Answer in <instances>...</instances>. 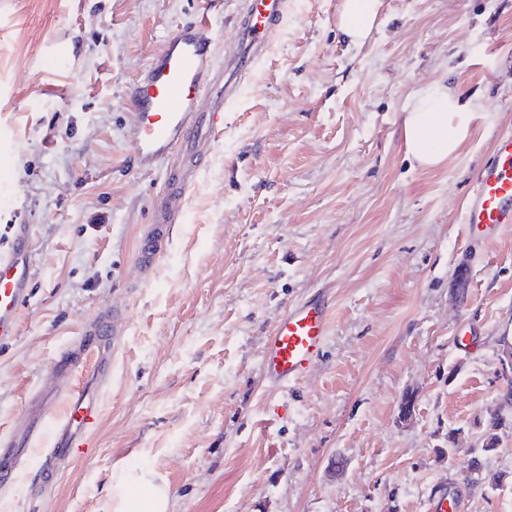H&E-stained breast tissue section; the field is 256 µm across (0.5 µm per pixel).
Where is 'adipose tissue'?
Wrapping results in <instances>:
<instances>
[{
    "label": "adipose tissue",
    "instance_id": "ef3b65f1",
    "mask_svg": "<svg viewBox=\"0 0 512 512\" xmlns=\"http://www.w3.org/2000/svg\"><path fill=\"white\" fill-rule=\"evenodd\" d=\"M379 0H343L340 26L351 42L361 44L372 31ZM479 100L467 98L442 82L422 85L405 107L400 137L408 157L421 167L436 168L455 156L469 138ZM168 484L148 469L115 471L105 512H169Z\"/></svg>",
    "mask_w": 512,
    "mask_h": 512
}]
</instances>
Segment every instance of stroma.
Segmentation results:
<instances>
[{
  "label": "stroma",
  "mask_w": 512,
  "mask_h": 512,
  "mask_svg": "<svg viewBox=\"0 0 512 512\" xmlns=\"http://www.w3.org/2000/svg\"><path fill=\"white\" fill-rule=\"evenodd\" d=\"M341 3L288 0L146 278L137 243L169 164L138 172L129 90L195 17L231 52L240 0H0V247L12 224L37 244L0 345V435L89 320L125 313L107 378L73 376L99 403L87 455L45 484L42 440L0 512H101L119 465L165 479L173 512H424L440 489L512 512V226L489 240L463 216L512 133V0H381L359 48ZM439 78L481 108L459 154L423 169L398 130ZM311 297L330 307L324 351L274 388L264 339Z\"/></svg>",
  "instance_id": "obj_1"
}]
</instances>
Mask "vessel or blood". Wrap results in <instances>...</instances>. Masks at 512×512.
Instances as JSON below:
<instances>
[{"mask_svg":"<svg viewBox=\"0 0 512 512\" xmlns=\"http://www.w3.org/2000/svg\"><path fill=\"white\" fill-rule=\"evenodd\" d=\"M288 12V0H242L237 23V49L216 67L212 24L202 16L179 25L150 66L139 78L131 96L136 164L141 172L155 169L162 160L175 156L179 166L171 168L163 191L153 205V219L143 234L137 261L143 273H152L171 224L184 205L191 178L210 157L214 135L224 127V106L264 55L273 35ZM212 97L208 110L200 101ZM465 223L493 230L512 224V136L497 139L490 161L479 173L477 184L466 200ZM11 242L0 252V342L16 334L20 310L30 293V260L35 249L26 224L10 227ZM120 317L109 310L89 323L79 344L64 352L55 370L68 374L83 361L93 360L102 369L111 350L109 326ZM328 336V306L311 298L291 307L266 336L261 360L268 382L288 388L304 377L321 354ZM67 408L55 422L45 462L83 452L86 435L99 423V409L82 387L60 386ZM24 442L14 437L0 439V489H8L23 460L21 446L39 444L43 429L26 425Z\"/></svg>","mask_w":512,"mask_h":512,"instance_id":"vessel-or-blood-1","label":"vessel or blood"}]
</instances>
